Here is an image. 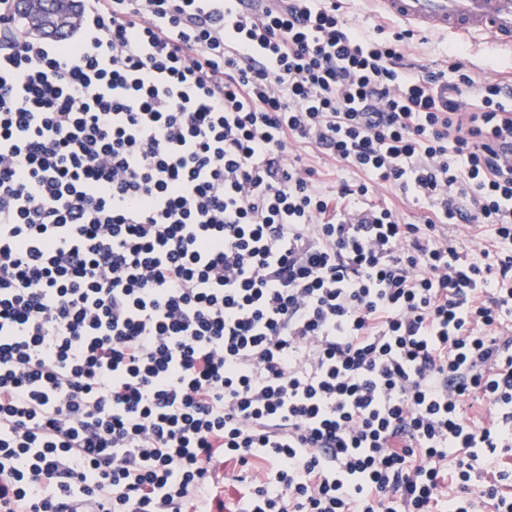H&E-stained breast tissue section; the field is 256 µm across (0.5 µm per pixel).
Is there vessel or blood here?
<instances>
[{
    "label": "vessel or blood",
    "instance_id": "obj_1",
    "mask_svg": "<svg viewBox=\"0 0 512 512\" xmlns=\"http://www.w3.org/2000/svg\"><path fill=\"white\" fill-rule=\"evenodd\" d=\"M385 15L414 28L466 41L488 38L512 51V0H378Z\"/></svg>",
    "mask_w": 512,
    "mask_h": 512
}]
</instances>
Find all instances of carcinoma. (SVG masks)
Masks as SVG:
<instances>
[{
    "label": "carcinoma",
    "mask_w": 512,
    "mask_h": 512,
    "mask_svg": "<svg viewBox=\"0 0 512 512\" xmlns=\"http://www.w3.org/2000/svg\"><path fill=\"white\" fill-rule=\"evenodd\" d=\"M76 10L74 0H15V25L36 38H58L72 27Z\"/></svg>",
    "instance_id": "obj_1"
}]
</instances>
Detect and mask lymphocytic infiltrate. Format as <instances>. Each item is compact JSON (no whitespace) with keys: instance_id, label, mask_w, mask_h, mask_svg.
<instances>
[{"instance_id":"f902f5d3","label":"lymphocytic infiltrate","mask_w":512,"mask_h":512,"mask_svg":"<svg viewBox=\"0 0 512 512\" xmlns=\"http://www.w3.org/2000/svg\"><path fill=\"white\" fill-rule=\"evenodd\" d=\"M11 3L0 512H206L230 463L235 512H512L494 64L340 0H79L59 39Z\"/></svg>"}]
</instances>
